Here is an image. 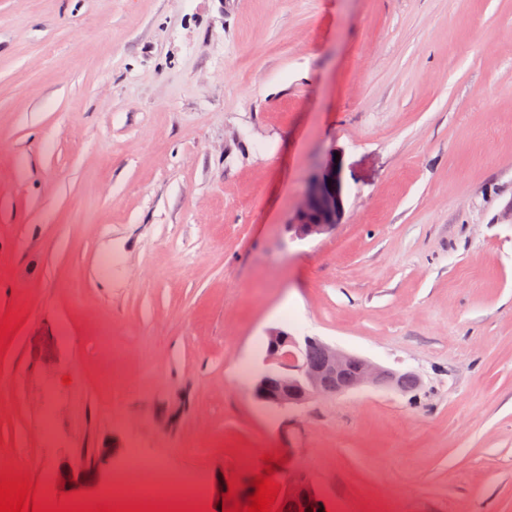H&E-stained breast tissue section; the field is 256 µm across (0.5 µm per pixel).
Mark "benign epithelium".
Returning <instances> with one entry per match:
<instances>
[{"label": "benign epithelium", "instance_id": "7a95c632", "mask_svg": "<svg viewBox=\"0 0 512 512\" xmlns=\"http://www.w3.org/2000/svg\"><path fill=\"white\" fill-rule=\"evenodd\" d=\"M343 208L337 188L336 170L313 178L287 226L301 239L331 229ZM322 353L311 363L303 353L310 348ZM409 372L377 365L365 358L336 349L317 336L297 338L283 329L267 334L264 368L254 376L251 393L260 403L293 408L318 397H335L370 386L383 390H407ZM117 449L100 446L79 460L64 459L55 471L56 489L67 495L72 490L95 492L109 483ZM283 497L306 505L324 503L315 483L304 473L290 472L283 479Z\"/></svg>", "mask_w": 512, "mask_h": 512}]
</instances>
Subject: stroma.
Returning a JSON list of instances; mask_svg holds the SVG:
<instances>
[{"instance_id":"obj_1","label":"stroma","mask_w":512,"mask_h":512,"mask_svg":"<svg viewBox=\"0 0 512 512\" xmlns=\"http://www.w3.org/2000/svg\"><path fill=\"white\" fill-rule=\"evenodd\" d=\"M511 205L512 0H0V470L134 446L246 506L272 454L329 512H512ZM271 328L419 383L262 405ZM331 179V187H328ZM343 208L337 188L336 170L313 178L287 226L301 239L322 234L331 229Z\"/></svg>"}]
</instances>
